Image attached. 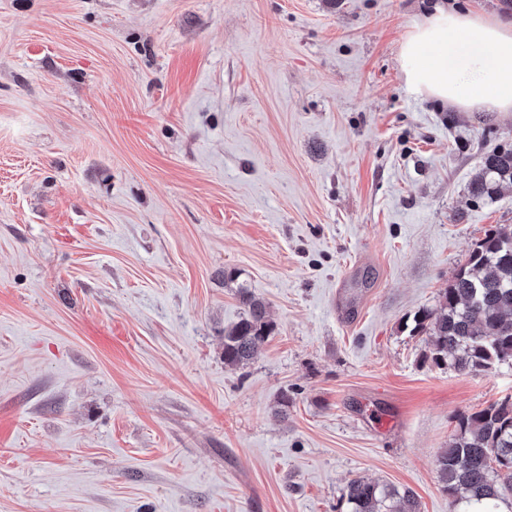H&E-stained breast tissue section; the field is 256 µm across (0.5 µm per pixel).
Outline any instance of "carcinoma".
Listing matches in <instances>:
<instances>
[{
  "label": "carcinoma",
  "instance_id": "cac0c4a2",
  "mask_svg": "<svg viewBox=\"0 0 512 512\" xmlns=\"http://www.w3.org/2000/svg\"><path fill=\"white\" fill-rule=\"evenodd\" d=\"M512 184V150L483 157L471 182L474 196L491 200ZM246 314L224 330V363L249 361L268 339L266 304L244 285ZM412 331L428 336L432 360L459 373L512 364V225L491 231L470 252L440 300L417 312ZM439 481L453 512H498L512 492V400L461 414L448 448L436 460ZM348 512H419L409 489L354 478L346 486Z\"/></svg>",
  "mask_w": 512,
  "mask_h": 512
}]
</instances>
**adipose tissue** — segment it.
I'll use <instances>...</instances> for the list:
<instances>
[{
    "label": "adipose tissue",
    "instance_id": "1",
    "mask_svg": "<svg viewBox=\"0 0 512 512\" xmlns=\"http://www.w3.org/2000/svg\"><path fill=\"white\" fill-rule=\"evenodd\" d=\"M409 89L467 112H512V20L439 5L400 45Z\"/></svg>",
    "mask_w": 512,
    "mask_h": 512
}]
</instances>
